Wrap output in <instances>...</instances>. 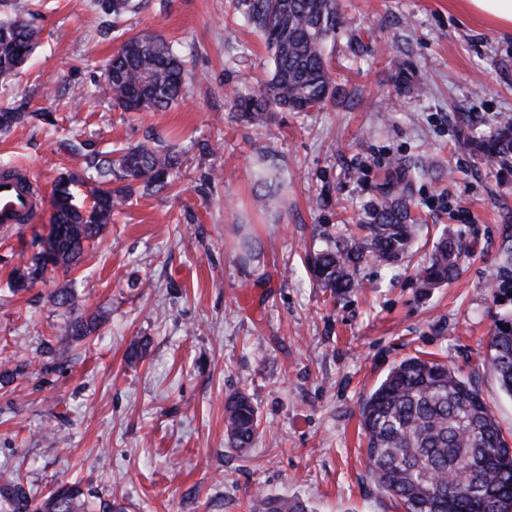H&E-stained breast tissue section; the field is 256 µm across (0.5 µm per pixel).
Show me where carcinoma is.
I'll return each mask as SVG.
<instances>
[{
  "instance_id": "obj_1",
  "label": "carcinoma",
  "mask_w": 512,
  "mask_h": 512,
  "mask_svg": "<svg viewBox=\"0 0 512 512\" xmlns=\"http://www.w3.org/2000/svg\"><path fill=\"white\" fill-rule=\"evenodd\" d=\"M235 17L264 40L272 70L248 98L233 99L244 117L260 122L272 109L309 112L321 108L335 93L324 55L326 40L342 25L336 0H227ZM103 13L119 19L136 13L145 0H94ZM40 42V31L24 18L0 21V79L23 69ZM105 89L127 112H157L183 98L187 70L182 46L152 33L124 39L110 59ZM495 148L488 161L512 162V115L496 119ZM94 169L98 185L90 207L75 202L72 172L58 179L52 199L50 232L39 240L38 252L9 284L20 292L44 280L47 272L79 265L86 243L99 237L112 212L129 192L156 193L169 185L179 165L176 156L146 147L106 158L82 156ZM119 170L126 185L112 189ZM428 172L424 163L393 164L378 196L368 202L364 217L327 235L326 246L308 258L315 281L333 296L358 287L357 272L368 262L393 265L409 253L423 225L414 214L413 189ZM461 243L442 236L427 264L415 273L423 293L459 273ZM495 292L512 293V242L505 241L494 279ZM96 314L68 321L65 335L80 341L95 332ZM488 363L501 390L512 397V315L499 319L488 344ZM361 426L368 467L375 483L403 512H512V442L501 434L480 391L460 371L443 362L412 356L394 365L365 397ZM227 444L245 454L259 436L260 419L243 390L230 393L224 404ZM83 489L63 484L35 501L17 472L0 473V498L14 512H83ZM261 512H310L300 500L263 496Z\"/></svg>"
}]
</instances>
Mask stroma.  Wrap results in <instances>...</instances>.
<instances>
[{
	"label": "stroma",
	"mask_w": 512,
	"mask_h": 512,
	"mask_svg": "<svg viewBox=\"0 0 512 512\" xmlns=\"http://www.w3.org/2000/svg\"><path fill=\"white\" fill-rule=\"evenodd\" d=\"M326 43L335 94L321 110L281 109L251 123L231 109L267 80L260 36L224 0H150L113 23L90 0H0V16L42 31L30 66L0 81V110L24 120L0 134V170H32L45 191L76 153L136 146L179 154L174 185L130 197L79 267L13 294L8 284L47 235L50 216L0 229V471L34 498L80 481L86 512H258V495L311 512H397L365 461L360 406L398 362L440 360L490 403L512 441V397L487 366L512 295L490 283L512 236V166L463 143L512 113V29L463 0H338ZM154 32L190 48L183 101L126 112L105 93L125 35ZM430 166L415 190L424 223L400 265L367 263L339 297L306 274L322 232L351 223L393 160ZM467 251L459 276L420 294L414 273L442 233ZM73 288L74 308L52 294ZM100 314L74 342L72 313ZM146 355L129 363L132 345ZM247 390L261 434L227 446L224 398Z\"/></svg>",
	"instance_id": "35a3bbf8"
}]
</instances>
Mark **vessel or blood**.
I'll use <instances>...</instances> for the list:
<instances>
[{"label":"vessel or blood","mask_w":512,"mask_h":512,"mask_svg":"<svg viewBox=\"0 0 512 512\" xmlns=\"http://www.w3.org/2000/svg\"><path fill=\"white\" fill-rule=\"evenodd\" d=\"M31 170H17L0 177V226L13 228L37 221L45 209Z\"/></svg>","instance_id":"vessel-or-blood-1"}]
</instances>
